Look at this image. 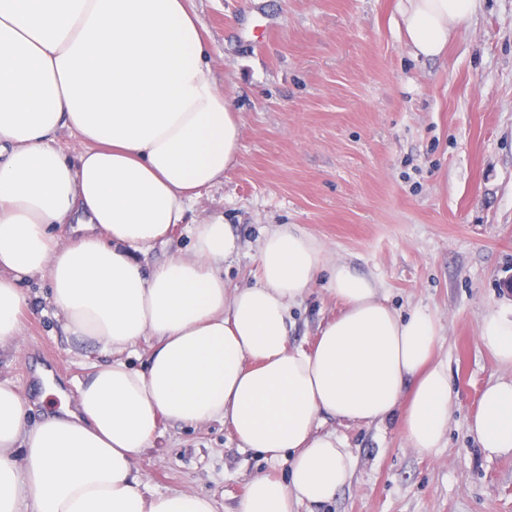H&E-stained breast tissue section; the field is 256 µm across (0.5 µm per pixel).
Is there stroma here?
<instances>
[{"label":"stroma","mask_w":512,"mask_h":512,"mask_svg":"<svg viewBox=\"0 0 512 512\" xmlns=\"http://www.w3.org/2000/svg\"><path fill=\"white\" fill-rule=\"evenodd\" d=\"M212 75L243 126L237 164L203 190L183 224L138 253L143 269L187 252L192 223L223 218L238 246L224 263L233 287L254 284L259 244L276 224L321 243L377 279L400 313L430 310L437 355L455 393L439 448H408L400 414L363 424L329 416L355 460L335 499L298 512H512V456L487 457L469 431L483 388L512 379L481 346L478 320L512 305V0H480L439 57H414L400 0H190ZM15 356L0 358L41 419L37 366L75 397L94 364L34 277ZM340 303L315 286L291 309L292 345L313 348ZM145 494H216L237 512L249 480L286 479L288 459L239 447L228 426L161 422L136 462Z\"/></svg>","instance_id":"35a3bbf8"}]
</instances>
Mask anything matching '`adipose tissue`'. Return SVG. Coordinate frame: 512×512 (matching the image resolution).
<instances>
[{
    "label": "adipose tissue",
    "instance_id": "1",
    "mask_svg": "<svg viewBox=\"0 0 512 512\" xmlns=\"http://www.w3.org/2000/svg\"><path fill=\"white\" fill-rule=\"evenodd\" d=\"M478 7L402 0L414 56H440ZM241 135L187 0H0V354L17 350L21 281L40 275L72 337L114 355L74 405L32 423L0 380V512H217L207 495L144 496L136 460L164 420L220 421L240 447L287 456V481L254 477L238 512H296L349 483L354 460L317 433L322 415L397 411L409 448L440 447L454 398L435 317L395 313L377 280L307 234L271 228L245 288L219 271L235 241L218 218L193 225L188 254L136 262L237 163ZM74 222L83 234L61 241L55 226ZM325 271L342 309L314 349L290 346L289 311ZM148 336L147 365L132 368L121 354ZM478 338L512 367V308H487ZM469 429L487 456L512 454V381L484 388Z\"/></svg>",
    "mask_w": 512,
    "mask_h": 512
}]
</instances>
